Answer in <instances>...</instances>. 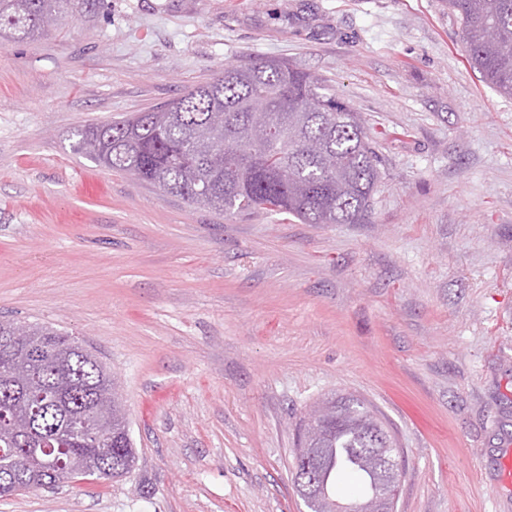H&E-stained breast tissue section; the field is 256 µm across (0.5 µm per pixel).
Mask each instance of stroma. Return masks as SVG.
<instances>
[{
    "instance_id": "stroma-1",
    "label": "stroma",
    "mask_w": 512,
    "mask_h": 512,
    "mask_svg": "<svg viewBox=\"0 0 512 512\" xmlns=\"http://www.w3.org/2000/svg\"><path fill=\"white\" fill-rule=\"evenodd\" d=\"M257 58L361 117L363 220L226 215L97 165L84 126ZM112 372L139 460L0 512H307L296 427L365 401L405 462L396 512H512V97L446 0H90L0 42V318Z\"/></svg>"
}]
</instances>
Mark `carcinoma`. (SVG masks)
I'll use <instances>...</instances> for the list:
<instances>
[{
    "instance_id": "carcinoma-1",
    "label": "carcinoma",
    "mask_w": 512,
    "mask_h": 512,
    "mask_svg": "<svg viewBox=\"0 0 512 512\" xmlns=\"http://www.w3.org/2000/svg\"><path fill=\"white\" fill-rule=\"evenodd\" d=\"M74 0H0V38L49 33ZM457 14L467 60L499 93L512 96V0H448ZM262 110L282 134L255 137L250 113ZM74 151L127 172L191 204L228 215L268 210L303 224H351L367 213L380 179V161L354 109L321 79L286 61L224 68L167 104L122 121L75 131ZM0 320V374L31 373L26 393L0 388V497L32 482L50 487L79 476L122 478L137 463L124 409L110 398L112 373L79 340L30 323L37 346L21 351ZM314 431L298 427L297 442L320 449L318 484L344 464L382 481L364 461L368 434L385 429L361 400L329 399Z\"/></svg>"
}]
</instances>
